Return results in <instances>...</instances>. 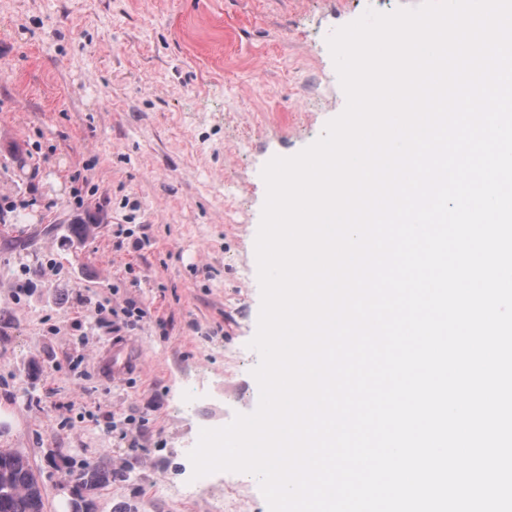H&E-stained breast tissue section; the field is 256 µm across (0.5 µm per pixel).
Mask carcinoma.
Listing matches in <instances>:
<instances>
[{
  "label": "carcinoma",
  "instance_id": "obj_1",
  "mask_svg": "<svg viewBox=\"0 0 512 512\" xmlns=\"http://www.w3.org/2000/svg\"><path fill=\"white\" fill-rule=\"evenodd\" d=\"M116 478L105 456L67 476L65 481L76 484V512H88L85 496L97 493ZM0 512H46L42 484L29 458L15 455L10 448H0Z\"/></svg>",
  "mask_w": 512,
  "mask_h": 512
}]
</instances>
